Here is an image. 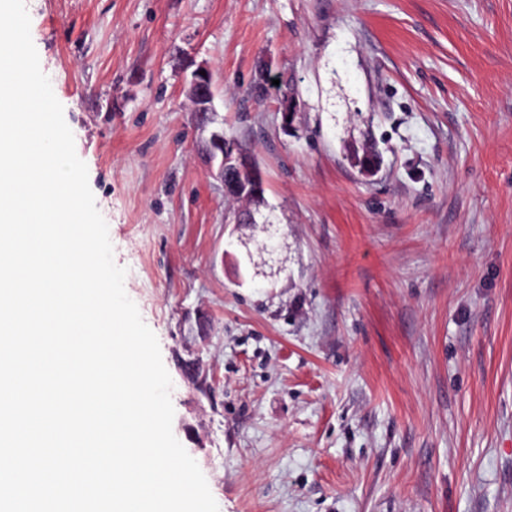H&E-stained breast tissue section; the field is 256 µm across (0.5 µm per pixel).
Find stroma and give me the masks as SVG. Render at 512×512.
<instances>
[{"label":"stroma","instance_id":"1","mask_svg":"<svg viewBox=\"0 0 512 512\" xmlns=\"http://www.w3.org/2000/svg\"><path fill=\"white\" fill-rule=\"evenodd\" d=\"M26 8L219 512H512V0ZM200 71H205L206 76L201 75ZM187 85L189 94L195 104V112L200 125L203 128L211 126L214 109L209 71L204 67H198L191 73V77L187 80ZM232 144L236 145L242 152L241 145L234 137L227 138ZM223 133L219 131H212L210 135V150L209 162L214 167H217V175L224 183V170L231 167L237 170L242 176L247 175L249 184L244 181V184L249 187L253 195H259L261 187V177L258 173L251 172L250 168L242 164L241 159L234 155V145L228 142ZM224 196L228 200H232L237 203H241V207L238 209V211L235 213V220L237 221L238 215L244 216L245 210L252 209L255 213V223L258 224L257 216H259L262 219L261 224L269 223L270 218L268 216L259 213V207L264 204V189L261 192V196L259 200H253L252 198L243 195V193H237L233 191L231 188L225 189L224 186ZM254 206V207H252Z\"/></svg>","mask_w":512,"mask_h":512}]
</instances>
